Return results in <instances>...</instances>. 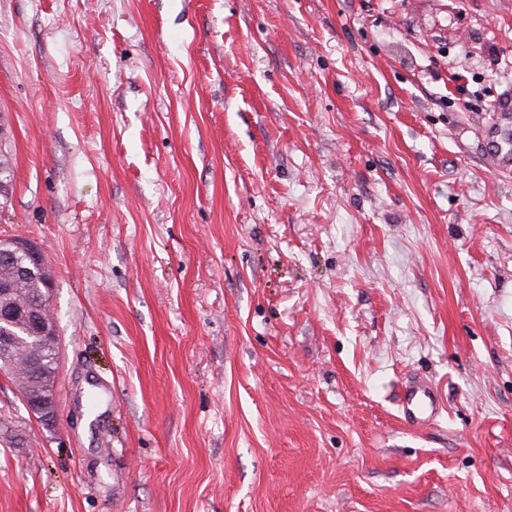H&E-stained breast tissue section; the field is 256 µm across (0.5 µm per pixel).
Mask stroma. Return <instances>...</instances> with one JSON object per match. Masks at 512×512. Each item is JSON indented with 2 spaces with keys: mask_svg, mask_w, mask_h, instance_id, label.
<instances>
[{
  "mask_svg": "<svg viewBox=\"0 0 512 512\" xmlns=\"http://www.w3.org/2000/svg\"><path fill=\"white\" fill-rule=\"evenodd\" d=\"M509 90L512 0H0L61 337L0 512H512ZM486 157L494 171L508 170L512 167V143L505 138L492 140ZM399 405L403 421L413 428L427 426L443 410L432 383L420 377L407 381Z\"/></svg>",
  "mask_w": 512,
  "mask_h": 512,
  "instance_id": "1",
  "label": "stroma"
}]
</instances>
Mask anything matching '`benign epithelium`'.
Returning a JSON list of instances; mask_svg holds the SVG:
<instances>
[{"instance_id":"1","label":"benign epithelium","mask_w":512,"mask_h":512,"mask_svg":"<svg viewBox=\"0 0 512 512\" xmlns=\"http://www.w3.org/2000/svg\"><path fill=\"white\" fill-rule=\"evenodd\" d=\"M7 247L8 250L0 252V262L5 265L14 264L18 277L0 280V360L9 362L16 371L26 368L34 370L36 379L33 380V388L21 393V396L34 417L49 427L56 416L54 376L43 372L41 358L32 359L30 355H37L45 349L59 351V338L51 311L53 281L42 246L30 240L13 238ZM26 277H35L42 282L40 293L30 306L13 299L18 279ZM16 323L29 333L26 358L11 355V349L18 341L10 334V327Z\"/></svg>"}]
</instances>
